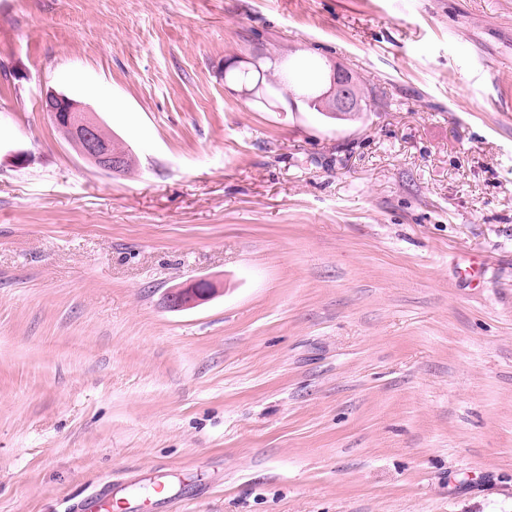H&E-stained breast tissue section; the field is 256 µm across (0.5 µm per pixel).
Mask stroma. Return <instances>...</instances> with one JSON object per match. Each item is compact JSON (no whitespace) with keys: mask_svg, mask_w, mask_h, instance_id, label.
<instances>
[{"mask_svg":"<svg viewBox=\"0 0 512 512\" xmlns=\"http://www.w3.org/2000/svg\"><path fill=\"white\" fill-rule=\"evenodd\" d=\"M312 60L369 111L225 73ZM157 481L152 512H512V0H0V512ZM65 100L67 112H70V119L64 129L66 138L79 151V153L90 160L98 168L113 175H121L125 170V157L116 151L124 152L128 155L129 163L125 173L132 169L135 163V156L131 149L112 137V146L110 139L106 134L107 130L102 123L93 116L89 110L77 101L54 92L46 93L42 99V108L58 126L57 103ZM216 293V288L206 280H196L184 288L168 292L166 303L171 309L193 308Z\"/></svg>","mask_w":512,"mask_h":512,"instance_id":"obj_1","label":"stroma"}]
</instances>
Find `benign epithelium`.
I'll return each instance as SVG.
<instances>
[{
    "mask_svg": "<svg viewBox=\"0 0 512 512\" xmlns=\"http://www.w3.org/2000/svg\"><path fill=\"white\" fill-rule=\"evenodd\" d=\"M323 96L332 100V110L343 116L359 109L350 75L336 67L329 75V87ZM65 101L70 119L64 129L66 138L98 168L113 175H121L125 170V157L112 150L110 139L102 123L77 101L54 92L45 94L42 108L50 115L53 122H58L57 103ZM216 293V288L206 280H197L184 288L167 293L166 303L172 309L193 308L206 301Z\"/></svg>",
    "mask_w": 512,
    "mask_h": 512,
    "instance_id": "1",
    "label": "benign epithelium"
}]
</instances>
